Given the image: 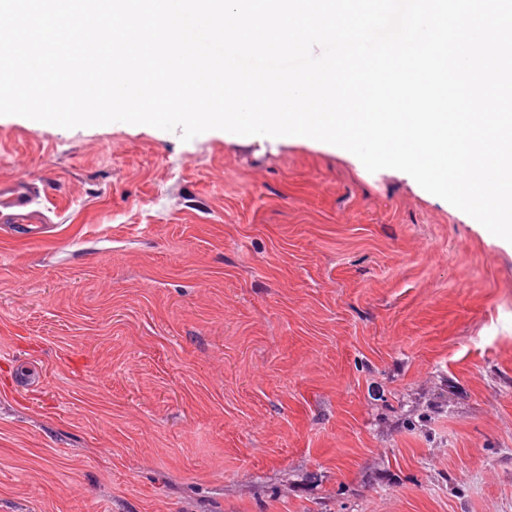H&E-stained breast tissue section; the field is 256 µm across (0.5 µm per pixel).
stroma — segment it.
I'll return each instance as SVG.
<instances>
[{
  "mask_svg": "<svg viewBox=\"0 0 512 512\" xmlns=\"http://www.w3.org/2000/svg\"><path fill=\"white\" fill-rule=\"evenodd\" d=\"M1 179L0 512H512V244L410 175L10 115ZM38 194L28 183L17 180L0 181V219L11 217L15 224H36L38 212L31 209Z\"/></svg>",
  "mask_w": 512,
  "mask_h": 512,
  "instance_id": "obj_1",
  "label": "stroma"
}]
</instances>
